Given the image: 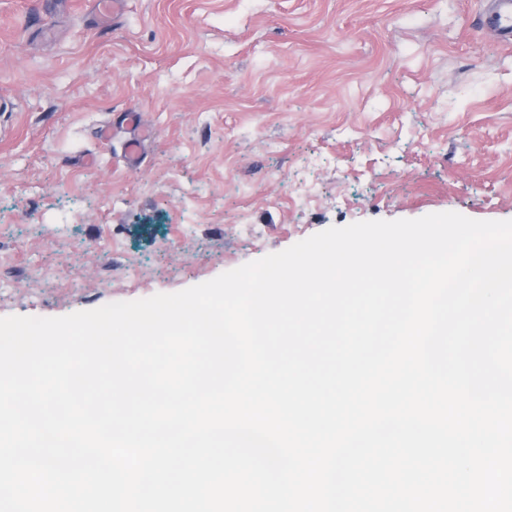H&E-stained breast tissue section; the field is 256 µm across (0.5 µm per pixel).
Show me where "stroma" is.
<instances>
[{"instance_id":"obj_1","label":"stroma","mask_w":512,"mask_h":512,"mask_svg":"<svg viewBox=\"0 0 512 512\" xmlns=\"http://www.w3.org/2000/svg\"><path fill=\"white\" fill-rule=\"evenodd\" d=\"M482 8L0 0V317L177 292L358 221L512 220V45Z\"/></svg>"}]
</instances>
